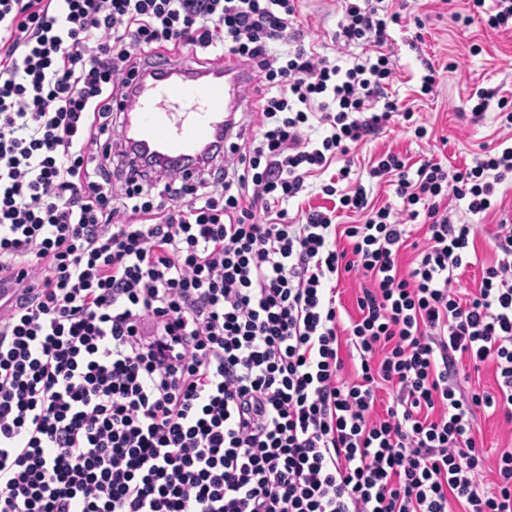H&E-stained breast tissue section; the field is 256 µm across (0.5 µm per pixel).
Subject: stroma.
<instances>
[{
  "instance_id": "stroma-1",
  "label": "stroma",
  "mask_w": 512,
  "mask_h": 512,
  "mask_svg": "<svg viewBox=\"0 0 512 512\" xmlns=\"http://www.w3.org/2000/svg\"><path fill=\"white\" fill-rule=\"evenodd\" d=\"M466 0H410L401 25L389 30L395 77L389 88L402 106L414 112L428 134L419 139L413 129L398 124L376 138L352 149L357 176L374 204L396 203L394 189L371 179L367 166L379 153L392 150L409 162L425 159L448 168L471 163L481 145H495L506 137L497 119V107L472 122L468 99L478 88H496L512 98V31L490 29L481 21L458 27L450 15L464 11ZM305 42L321 53H338L342 63L351 62L354 49L334 48L340 16L338 0H302ZM435 70L430 94L420 91L422 78Z\"/></svg>"
}]
</instances>
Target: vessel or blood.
Wrapping results in <instances>:
<instances>
[{
    "mask_svg": "<svg viewBox=\"0 0 512 512\" xmlns=\"http://www.w3.org/2000/svg\"><path fill=\"white\" fill-rule=\"evenodd\" d=\"M257 80L228 57L207 70L172 55L152 59L132 88L124 136L171 159V172H195L194 158L220 141Z\"/></svg>",
    "mask_w": 512,
    "mask_h": 512,
    "instance_id": "b4317fda",
    "label": "vessel or blood"
}]
</instances>
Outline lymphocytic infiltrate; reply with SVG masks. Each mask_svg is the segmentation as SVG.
Wrapping results in <instances>:
<instances>
[{
	"label": "lymphocytic infiltrate",
	"mask_w": 512,
	"mask_h": 512,
	"mask_svg": "<svg viewBox=\"0 0 512 512\" xmlns=\"http://www.w3.org/2000/svg\"><path fill=\"white\" fill-rule=\"evenodd\" d=\"M340 4L345 65L305 46L300 0H0V273L28 280L0 317V512H512V448L483 483L473 434L512 425V223L460 290L512 142L455 170L385 152L369 175L401 205L369 206L346 157L412 118L387 93L400 14ZM164 51L264 80L190 181L123 168L116 106ZM333 165L322 193L364 222L289 223ZM487 364L495 392L462 390Z\"/></svg>",
	"instance_id": "lymphocytic-infiltrate-1"
}]
</instances>
